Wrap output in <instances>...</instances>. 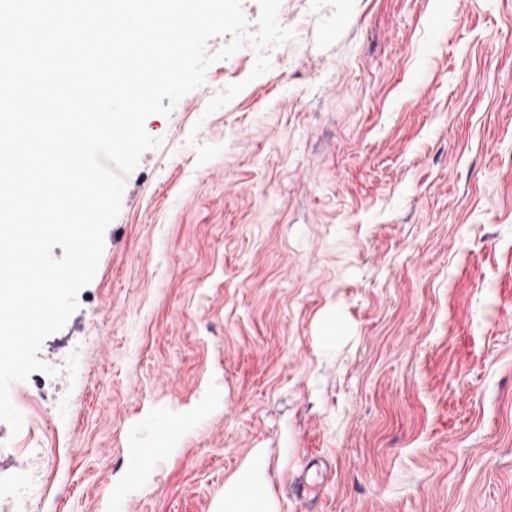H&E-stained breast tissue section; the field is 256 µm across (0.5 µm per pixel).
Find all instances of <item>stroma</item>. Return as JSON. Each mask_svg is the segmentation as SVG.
Here are the masks:
<instances>
[{
	"label": "stroma",
	"mask_w": 512,
	"mask_h": 512,
	"mask_svg": "<svg viewBox=\"0 0 512 512\" xmlns=\"http://www.w3.org/2000/svg\"><path fill=\"white\" fill-rule=\"evenodd\" d=\"M278 20L270 71L214 37L203 84L146 119L161 144L38 353L56 375L11 385L69 406L44 502L212 512L260 448L277 512H512V0ZM191 135L222 153L198 164ZM316 462L320 496L294 495Z\"/></svg>",
	"instance_id": "stroma-1"
}]
</instances>
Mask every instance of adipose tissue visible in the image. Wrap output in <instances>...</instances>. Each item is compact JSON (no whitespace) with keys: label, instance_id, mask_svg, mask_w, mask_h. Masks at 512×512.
<instances>
[{"label":"adipose tissue","instance_id":"1","mask_svg":"<svg viewBox=\"0 0 512 512\" xmlns=\"http://www.w3.org/2000/svg\"><path fill=\"white\" fill-rule=\"evenodd\" d=\"M267 464L262 452H254L225 482L224 496L213 512H277L268 489Z\"/></svg>","mask_w":512,"mask_h":512}]
</instances>
